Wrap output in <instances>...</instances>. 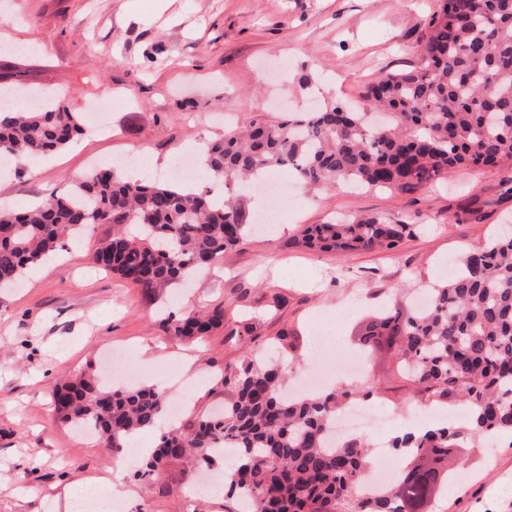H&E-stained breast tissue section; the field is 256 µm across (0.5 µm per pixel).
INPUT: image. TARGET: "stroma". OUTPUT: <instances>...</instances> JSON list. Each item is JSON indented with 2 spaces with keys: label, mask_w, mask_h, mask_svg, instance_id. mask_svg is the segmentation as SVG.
I'll use <instances>...</instances> for the list:
<instances>
[{
  "label": "stroma",
  "mask_w": 512,
  "mask_h": 512,
  "mask_svg": "<svg viewBox=\"0 0 512 512\" xmlns=\"http://www.w3.org/2000/svg\"><path fill=\"white\" fill-rule=\"evenodd\" d=\"M438 0H0V44L32 58L42 87L65 90L73 111L116 102L108 130L86 132L38 175L18 166L0 178V209L59 194L93 165L128 155L153 157L157 176L196 141L254 120L277 122L326 98L363 107L380 75L411 68L430 32ZM311 73L310 89L297 77ZM250 216L278 210L285 227L250 233L222 263L190 285L150 294L98 269L91 254L108 229L72 238L0 289V512H65L76 484L118 474L123 512H235L223 489L174 464L158 480L128 482L98 441L55 418L49 387L88 363L113 366L138 382L163 383L184 403L181 421L223 406L224 368L262 351L283 330L308 357L315 331L336 340L337 359L356 351L354 336L371 315L408 308L449 260L512 225V165L459 168L447 184L400 193L343 187L275 199L242 189ZM371 214L414 225L392 250L313 252L287 246L307 224ZM192 305L219 306L224 325L203 340L166 335L160 321ZM201 382H190L182 356ZM193 369V370H194ZM372 404L412 426L423 393L387 352L366 363ZM399 425V426H400ZM461 479L438 512H512V439L496 451L461 446L448 464Z\"/></svg>",
  "instance_id": "stroma-1"
}]
</instances>
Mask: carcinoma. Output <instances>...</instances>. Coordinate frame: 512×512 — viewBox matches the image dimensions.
Instances as JSON below:
<instances>
[{
	"label": "carcinoma",
	"mask_w": 512,
	"mask_h": 512,
	"mask_svg": "<svg viewBox=\"0 0 512 512\" xmlns=\"http://www.w3.org/2000/svg\"><path fill=\"white\" fill-rule=\"evenodd\" d=\"M416 67L387 73L368 88L369 106L386 114L374 125L364 112L327 101L280 122L254 120L207 146L206 165L228 184L259 179L274 168L302 190L343 185L408 192L448 178L456 168L512 162V0H439ZM15 55L0 52V91L31 90ZM84 134L65 94L30 109L0 105V156L19 162L64 149ZM110 227L98 239L94 264L157 293L216 265L249 229L243 203L213 201L170 179L129 181L119 168L95 170L68 191L22 211L0 210V288L63 248L81 231ZM412 225L382 217L309 224L290 245L312 250L391 249ZM180 338H199L224 324V309L184 308L162 320ZM365 357L394 350L404 376L434 405L467 406L462 426L438 425L394 437V483L362 493L380 466L360 438L328 445L336 415L372 391L358 385L286 398L285 374L271 357L244 356L219 379L234 398L218 415H201L161 433L134 471L159 478L172 462L218 464L214 449H235L224 470V494L250 512H414L448 490V453L463 439L474 447L512 436V229L468 251L459 271L430 289L427 306L391 307L356 336ZM271 348L297 359L284 332ZM56 417L94 428L118 455L135 434L156 427L166 409L163 389H107L92 365L51 388Z\"/></svg>",
	"instance_id": "1"
}]
</instances>
